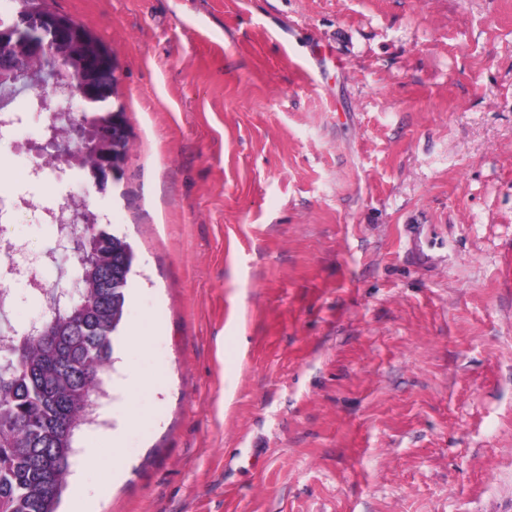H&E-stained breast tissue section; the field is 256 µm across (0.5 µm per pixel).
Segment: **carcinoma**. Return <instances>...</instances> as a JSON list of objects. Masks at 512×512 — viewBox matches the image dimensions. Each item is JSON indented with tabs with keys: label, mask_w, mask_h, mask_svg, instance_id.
Segmentation results:
<instances>
[{
	"label": "carcinoma",
	"mask_w": 512,
	"mask_h": 512,
	"mask_svg": "<svg viewBox=\"0 0 512 512\" xmlns=\"http://www.w3.org/2000/svg\"><path fill=\"white\" fill-rule=\"evenodd\" d=\"M56 76L63 91L76 76L68 46L43 53L36 67L0 57V111L23 92L43 96L34 70ZM97 107L83 114L98 128L110 112L98 106L114 94L115 74L103 78ZM129 139L125 121L112 126V158L125 162ZM59 229L60 238H86L73 280L79 288H41L45 317L18 329L0 324V512H58L72 458L74 437L92 420L97 398L112 366L130 286L126 277L135 255L126 238L101 231Z\"/></svg>",
	"instance_id": "carcinoma-1"
}]
</instances>
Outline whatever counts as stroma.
<instances>
[{
    "label": "stroma",
    "instance_id": "stroma-1",
    "mask_svg": "<svg viewBox=\"0 0 512 512\" xmlns=\"http://www.w3.org/2000/svg\"><path fill=\"white\" fill-rule=\"evenodd\" d=\"M41 5L111 51L129 151L33 185L21 94L0 246L70 287L59 189L135 254L59 512H512V0ZM121 117L120 125L112 124V154L109 158L103 160L101 168L98 170L95 166L90 168V175L94 178L96 189L105 191L108 183H112L114 175L112 171V158L118 159L123 165L129 149V139L122 110H117Z\"/></svg>",
    "mask_w": 512,
    "mask_h": 512
}]
</instances>
